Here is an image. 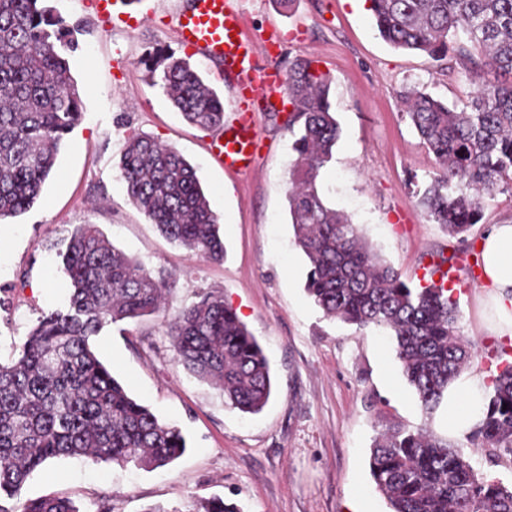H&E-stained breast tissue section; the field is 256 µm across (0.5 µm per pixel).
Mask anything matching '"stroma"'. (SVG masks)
Returning a JSON list of instances; mask_svg holds the SVG:
<instances>
[{
    "mask_svg": "<svg viewBox=\"0 0 512 512\" xmlns=\"http://www.w3.org/2000/svg\"><path fill=\"white\" fill-rule=\"evenodd\" d=\"M189 0H150L136 27L98 18L94 0H51L79 47L68 56L82 117L60 147L40 198L0 221V361L16 357L42 313L68 294L60 269L76 224L96 225L118 249L170 283L163 311L106 326L92 345L128 393L161 420L179 427L186 452L167 466L145 468L57 457L35 470L24 495H54L80 512H198L220 497L242 512H350L355 497L371 512H389L368 458L385 428L427 425L445 435L441 415L425 418L402 374L388 335L330 320L305 290L308 260L288 219V167L293 134L281 99L254 112L261 147L250 169L225 171L208 152L211 131L189 124L164 92L148 61L156 49L190 59L204 82L233 96L218 64L182 47L179 12ZM261 67L288 71L296 59L330 75V101L341 128L320 184L326 204L347 213L365 242L410 282L436 252L456 255L455 333L475 357L464 375L485 374L498 345L487 322L471 249L486 225L512 218V193L484 198L480 223L460 235L429 221L418 193L435 158L403 112L401 92L418 87L460 105L476 84L469 63L432 61L396 49L371 14L351 0H235ZM279 32V48L267 40ZM140 133L175 148L198 171L220 217L223 261L200 259L160 234L129 201L119 176L126 141ZM214 290L236 309L267 355L273 394L258 414L240 412L223 393L175 359L165 322Z\"/></svg>",
    "mask_w": 512,
    "mask_h": 512,
    "instance_id": "obj_1",
    "label": "stroma"
}]
</instances>
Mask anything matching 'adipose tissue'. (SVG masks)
<instances>
[{"label":"adipose tissue","mask_w":512,"mask_h":512,"mask_svg":"<svg viewBox=\"0 0 512 512\" xmlns=\"http://www.w3.org/2000/svg\"><path fill=\"white\" fill-rule=\"evenodd\" d=\"M479 286L491 302L496 320L493 328L501 336L512 335V220L488 225L478 245ZM487 390L484 378L456 381L448 392L446 422L448 434L466 438L478 420Z\"/></svg>","instance_id":"1"}]
</instances>
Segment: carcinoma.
I'll return each instance as SVG.
<instances>
[{
    "label": "carcinoma",
    "instance_id": "obj_1",
    "mask_svg": "<svg viewBox=\"0 0 512 512\" xmlns=\"http://www.w3.org/2000/svg\"><path fill=\"white\" fill-rule=\"evenodd\" d=\"M380 36L436 62L466 59L483 74L463 107L402 92L405 116L434 155L436 173L419 199L427 218L451 234L482 217V200L512 190V0H368ZM73 28L46 0H0V220L40 198L65 137L82 116L67 53ZM465 35L470 46L459 40ZM173 106L206 130L224 126V98L185 58L160 55ZM330 77L298 59L284 91L291 149L288 214L310 269L306 290L326 318L381 328L422 412L432 415L470 362L455 335L448 290L413 287L362 240L319 188L340 137ZM120 178L130 202L159 232L208 261L224 259L219 217L196 169L175 149L145 135L128 138ZM71 292L39 318L18 357L0 363V512H79L68 499H22L29 475L60 456L163 467L186 450L181 431L133 399L94 351L107 325L160 313L169 282L115 248L94 224H77L63 255ZM177 362L224 393L225 403L258 414L269 402V361L224 297L208 291L166 322ZM483 408L470 437L496 463L512 466V362L495 356ZM369 469L390 512H512V483L477 472L463 449L426 427L380 435ZM203 512H241L222 498Z\"/></svg>",
    "mask_w": 512,
    "mask_h": 512
}]
</instances>
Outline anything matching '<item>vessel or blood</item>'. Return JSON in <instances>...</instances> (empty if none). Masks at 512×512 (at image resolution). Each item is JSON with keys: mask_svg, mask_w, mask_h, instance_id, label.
Returning <instances> with one entry per match:
<instances>
[{"mask_svg": "<svg viewBox=\"0 0 512 512\" xmlns=\"http://www.w3.org/2000/svg\"><path fill=\"white\" fill-rule=\"evenodd\" d=\"M95 8L112 22L127 25L135 20L129 0H95ZM177 36L185 46L221 61L225 75L233 77L237 108L222 136L212 138L209 153L224 168L248 169L259 144L251 107L281 96L283 73L273 67L258 68L254 46L244 34L243 17L232 0H191L177 17Z\"/></svg>", "mask_w": 512, "mask_h": 512, "instance_id": "b4317fda", "label": "vessel or blood"}]
</instances>
